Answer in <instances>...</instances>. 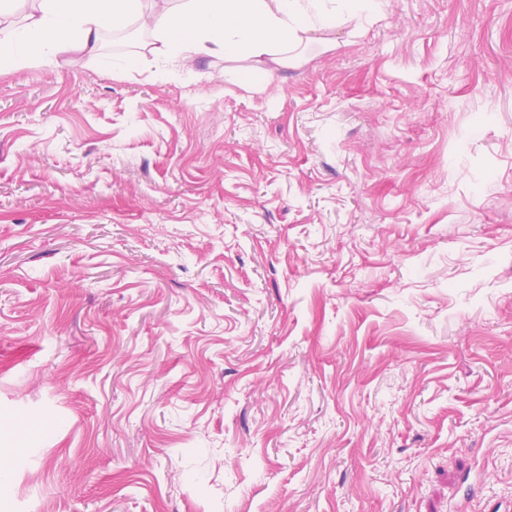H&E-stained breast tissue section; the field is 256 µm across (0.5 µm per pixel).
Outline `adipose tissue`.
<instances>
[{"label":"adipose tissue","mask_w":512,"mask_h":512,"mask_svg":"<svg viewBox=\"0 0 512 512\" xmlns=\"http://www.w3.org/2000/svg\"><path fill=\"white\" fill-rule=\"evenodd\" d=\"M34 9L0 39V73L45 62L48 53L97 55L101 32L131 24L150 30L154 56L193 72L199 57H241L251 63L255 90L273 74L300 64L313 41L336 45V31L378 0H33Z\"/></svg>","instance_id":"1"}]
</instances>
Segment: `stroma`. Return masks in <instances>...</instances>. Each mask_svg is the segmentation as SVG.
Segmentation results:
<instances>
[{
	"instance_id": "1",
	"label": "stroma",
	"mask_w": 512,
	"mask_h": 512,
	"mask_svg": "<svg viewBox=\"0 0 512 512\" xmlns=\"http://www.w3.org/2000/svg\"><path fill=\"white\" fill-rule=\"evenodd\" d=\"M382 13L0 76V512H512V0Z\"/></svg>"
}]
</instances>
